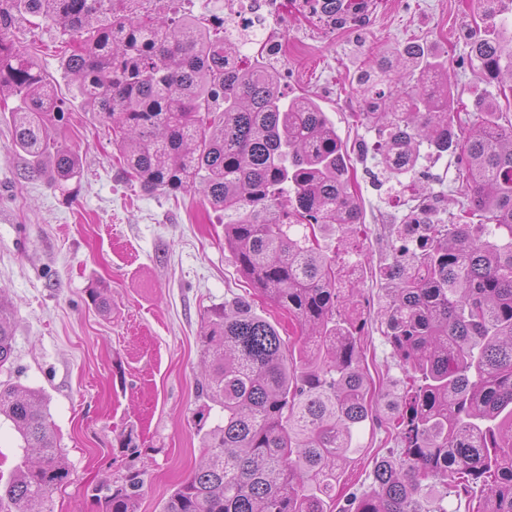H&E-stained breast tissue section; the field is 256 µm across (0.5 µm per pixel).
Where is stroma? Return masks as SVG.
Returning <instances> with one entry per match:
<instances>
[{
  "mask_svg": "<svg viewBox=\"0 0 512 512\" xmlns=\"http://www.w3.org/2000/svg\"><path fill=\"white\" fill-rule=\"evenodd\" d=\"M473 0H366L362 21L332 24L297 8L277 31L242 45L273 47L280 88L317 100L348 152L352 188L363 206L353 232L330 235L339 261H352L362 364L373 384L400 377L379 318L391 286L383 269L393 258V227L420 189L459 212L452 188L457 157L421 159L415 182L394 187L374 160L359 155L370 127L355 76L374 55L416 41L444 58L454 109L472 111L484 93L469 58ZM15 40L55 91L68 100V123L56 140L75 150L81 178L73 196L30 176L12 141L14 100L0 102V295L14 310L12 380L44 391L57 441L71 471L52 496L53 512H98L91 484L117 478L128 465L143 474L138 512H160L202 457L198 393L204 351L200 328L213 309L238 298L300 346L287 311L267 304L224 247V214L202 196L150 194L123 176L116 141L62 67V37L53 27L19 21ZM110 286V311L88 296L92 282ZM134 432L140 453L119 439ZM358 451L341 474L337 494L369 485L376 460L398 445L384 420L364 423Z\"/></svg>",
  "mask_w": 512,
  "mask_h": 512,
  "instance_id": "35a3bbf8",
  "label": "stroma"
}]
</instances>
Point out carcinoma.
Returning a JSON list of instances; mask_svg holds the SVG:
<instances>
[{
	"label": "carcinoma",
	"instance_id": "carcinoma-1",
	"mask_svg": "<svg viewBox=\"0 0 512 512\" xmlns=\"http://www.w3.org/2000/svg\"><path fill=\"white\" fill-rule=\"evenodd\" d=\"M322 14L343 23L344 0ZM137 0H0V97L11 112L14 148L28 172L68 191L78 155L49 136L67 121L65 102L14 40L19 17L65 36L75 89L119 137L124 173L146 193L195 190L224 212V247L275 307L307 328L292 350L277 328L237 299L210 312L200 340L209 371L201 396L224 421L204 434L206 459L161 512H447L448 497L472 512H512V120L496 95L464 129L451 112L448 63L408 42L370 60L356 76L372 125L377 164L397 184L425 154H459L457 194L469 208L444 217L431 196L406 215L431 226L420 246L396 254L381 316L403 377L380 396L402 447L376 464L371 488L331 509L332 492L354 451V432L374 418L352 305L336 283L328 229L360 223L359 199L336 128L319 103L285 97L277 71L249 63L195 16L136 10ZM481 21L470 59L487 84L512 85V35L498 20L512 0H474ZM479 223H472L473 218ZM108 286L89 297L110 308ZM13 314L0 303V371L12 364ZM24 455L0 482V512H52L68 481L46 397L0 381V417ZM142 473L91 489L101 512H138Z\"/></svg>",
	"mask_w": 512,
	"mask_h": 512
}]
</instances>
